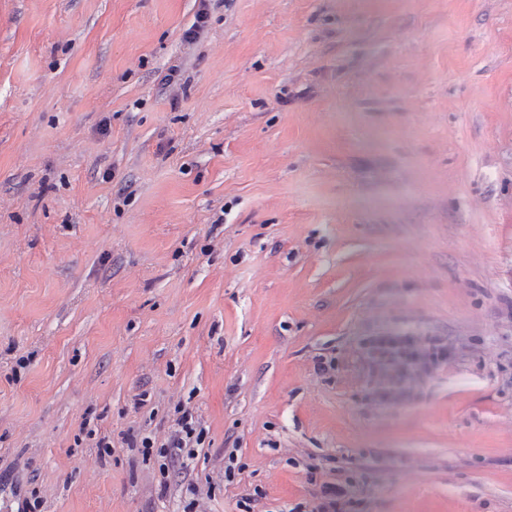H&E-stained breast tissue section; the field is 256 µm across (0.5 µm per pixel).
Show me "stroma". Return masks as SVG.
Here are the masks:
<instances>
[{
    "instance_id": "obj_1",
    "label": "stroma",
    "mask_w": 512,
    "mask_h": 512,
    "mask_svg": "<svg viewBox=\"0 0 512 512\" xmlns=\"http://www.w3.org/2000/svg\"><path fill=\"white\" fill-rule=\"evenodd\" d=\"M198 8L0 0V512H512V0ZM414 341L410 338L384 337L378 340L375 352L379 362L391 365L397 376H403L411 367H416L424 375H430L442 363H447L450 353L445 345L437 346L435 354L419 356L411 351ZM178 412L181 415L176 420L177 429L167 443L155 446V440L146 435H141L139 440L135 439L132 443H128L132 448H138L143 456L150 457L154 454L159 459L161 492H165L168 487L169 467L175 462H180L183 467H186L185 461L196 459L199 455V446L202 445L203 431L199 428L193 414L188 410Z\"/></svg>"
}]
</instances>
